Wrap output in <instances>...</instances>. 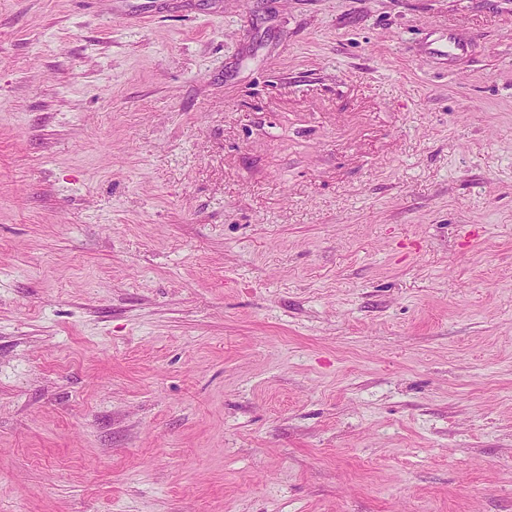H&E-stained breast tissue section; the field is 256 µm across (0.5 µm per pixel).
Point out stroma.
<instances>
[{
  "label": "stroma",
  "mask_w": 512,
  "mask_h": 512,
  "mask_svg": "<svg viewBox=\"0 0 512 512\" xmlns=\"http://www.w3.org/2000/svg\"><path fill=\"white\" fill-rule=\"evenodd\" d=\"M0 512H512V0H0Z\"/></svg>",
  "instance_id": "obj_1"
}]
</instances>
